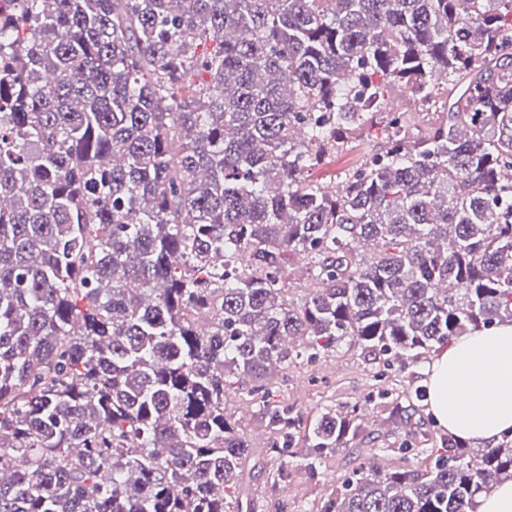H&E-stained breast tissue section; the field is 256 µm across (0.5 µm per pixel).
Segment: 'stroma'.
<instances>
[{"label":"stroma","instance_id":"35a3bbf8","mask_svg":"<svg viewBox=\"0 0 512 512\" xmlns=\"http://www.w3.org/2000/svg\"><path fill=\"white\" fill-rule=\"evenodd\" d=\"M385 145L379 128H371L343 148L327 153L312 169L310 181L328 184L342 180L345 173ZM384 368L371 355L349 343L314 360H300L283 370L272 381L274 401L292 405L305 419L315 420L326 409L360 404L375 422L348 447L323 455L315 469H308L297 453L303 439H296L295 452L273 454L267 446L271 438L256 402L244 390L227 388L224 407L249 439L252 453L240 477L243 512H283L285 500H292L293 512H321L327 498L335 493L345 474L366 454L382 451L383 462H390L387 447L409 439L420 442L439 434L425 401L410 399L406 421L389 426L380 392L383 382L377 374Z\"/></svg>","mask_w":512,"mask_h":512}]
</instances>
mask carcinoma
I'll return each instance as SVG.
<instances>
[{
    "instance_id": "cac0c4a2",
    "label": "carcinoma",
    "mask_w": 512,
    "mask_h": 512,
    "mask_svg": "<svg viewBox=\"0 0 512 512\" xmlns=\"http://www.w3.org/2000/svg\"><path fill=\"white\" fill-rule=\"evenodd\" d=\"M392 84L446 119L396 115L340 192L308 182ZM503 322L512 0H0V512H241L227 387L314 466L363 415L305 422L276 368ZM432 444L322 512H477L512 479V433Z\"/></svg>"
}]
</instances>
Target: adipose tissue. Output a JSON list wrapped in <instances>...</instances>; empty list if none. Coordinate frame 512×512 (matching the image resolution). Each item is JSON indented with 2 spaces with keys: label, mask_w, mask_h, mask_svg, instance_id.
I'll return each instance as SVG.
<instances>
[{
  "label": "adipose tissue",
  "mask_w": 512,
  "mask_h": 512,
  "mask_svg": "<svg viewBox=\"0 0 512 512\" xmlns=\"http://www.w3.org/2000/svg\"><path fill=\"white\" fill-rule=\"evenodd\" d=\"M426 401L438 426L477 443L512 430V323L457 339L428 368Z\"/></svg>",
  "instance_id": "obj_1"
}]
</instances>
